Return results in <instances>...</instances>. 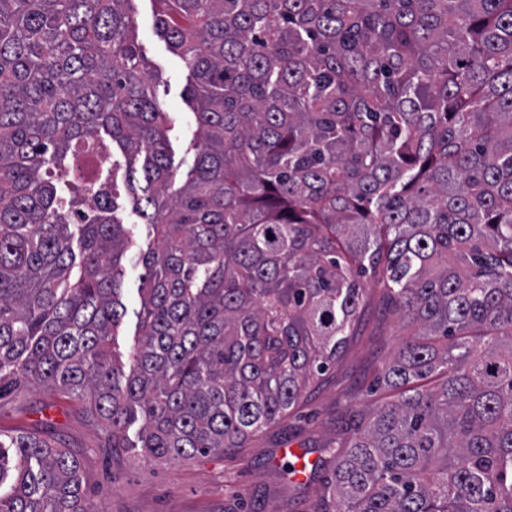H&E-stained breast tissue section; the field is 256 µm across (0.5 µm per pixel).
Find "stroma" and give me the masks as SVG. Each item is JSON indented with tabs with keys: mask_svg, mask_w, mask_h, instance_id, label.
I'll return each mask as SVG.
<instances>
[{
	"mask_svg": "<svg viewBox=\"0 0 512 512\" xmlns=\"http://www.w3.org/2000/svg\"><path fill=\"white\" fill-rule=\"evenodd\" d=\"M132 17L159 108L168 117L172 161L182 182L196 153V124L186 96L190 74L156 30L153 0H133ZM110 163L119 195L118 216L133 237L122 258L121 300L127 312L118 341L127 353L135 344L138 326L145 272L141 257L151 240L129 195L120 149H113ZM403 339L379 290L371 289L355 336L335 368L311 387L299 414L259 432L244 447L187 462L148 461L129 448H105L101 429L90 423L82 405L36 386L0 403V429L41 431L56 447L78 455L87 494L100 512H313L332 470L322 468L308 480L287 477L292 453L344 435L353 419L386 399L374 381Z\"/></svg>",
	"mask_w": 512,
	"mask_h": 512,
	"instance_id": "1",
	"label": "stroma"
}]
</instances>
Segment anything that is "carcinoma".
<instances>
[{"label":"carcinoma","mask_w":512,"mask_h":512,"mask_svg":"<svg viewBox=\"0 0 512 512\" xmlns=\"http://www.w3.org/2000/svg\"><path fill=\"white\" fill-rule=\"evenodd\" d=\"M131 2L0 0V401L77 400L147 459L242 448L371 275L409 338L315 512H512V0H154L196 103L178 188ZM106 137L157 243L128 368L132 236L71 177ZM0 512H95L78 456L0 431Z\"/></svg>","instance_id":"1"}]
</instances>
